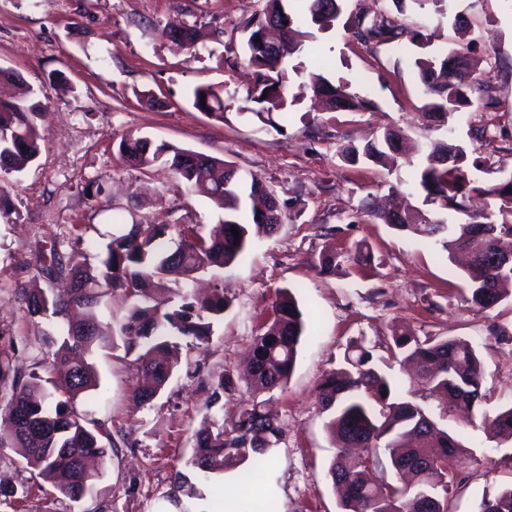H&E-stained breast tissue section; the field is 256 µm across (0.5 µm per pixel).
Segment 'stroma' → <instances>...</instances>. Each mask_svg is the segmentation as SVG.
<instances>
[{
  "mask_svg": "<svg viewBox=\"0 0 512 512\" xmlns=\"http://www.w3.org/2000/svg\"><path fill=\"white\" fill-rule=\"evenodd\" d=\"M260 7L261 0H0V67L21 73L48 110L37 163L5 188L12 212L0 217V353L42 375L49 369L47 342L63 325L30 316L15 298L21 284L53 288L40 272L45 249L69 256L76 235H84L87 263L96 267L101 244L122 225L143 219L195 224L205 234L223 221V210L205 196L183 194L167 170L123 166L117 148L128 135L232 161L289 204L274 236L254 238L240 259L219 270L229 307L209 342L182 347L180 369L162 395L136 404L132 392L141 374L133 356L119 346L96 352L100 386L82 395V406L122 431L129 444L108 462L95 496L79 503L61 497L38 468L0 448V480L24 490L0 502V512H152L156 501L168 498L175 472L205 493L223 484L220 476L201 479L192 466L194 433L206 416L234 419L241 397L211 407V387L243 365L284 290L295 296L307 324L294 371L275 394L283 437L264 469L284 512H340L329 474L336 450L316 388L339 366L350 341H364L380 357L397 329L461 337L480 356L485 398L479 413L424 401L462 443L461 482L448 496L449 512H479L484 498L512 484V439H488L481 425L483 414L512 403V296L487 310L473 306L458 263L428 239L365 215L393 187L422 207L417 162L353 165L340 155L343 144L400 129L420 144L462 146L479 186L511 177L512 0H453L442 14L428 6L401 16L409 30L428 36L432 52L474 39L473 56L491 76V107L460 108L433 130L421 111L413 65L419 47L406 39L371 53L338 25L309 28L305 52L290 58L284 113L263 121L243 110L253 74L227 56L224 41L230 35L243 41V23ZM458 13L466 29L455 27ZM178 21L195 24L196 54L162 36L165 25ZM311 47L321 51L329 78L349 79L370 108L321 111L298 67ZM210 84L224 90L220 122L189 101L195 86ZM361 246L371 254L369 265L333 274L316 266L325 251Z\"/></svg>",
  "mask_w": 512,
  "mask_h": 512,
  "instance_id": "stroma-1",
  "label": "stroma"
}]
</instances>
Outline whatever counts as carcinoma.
Returning a JSON list of instances; mask_svg holds the SVG:
<instances>
[{
	"mask_svg": "<svg viewBox=\"0 0 512 512\" xmlns=\"http://www.w3.org/2000/svg\"><path fill=\"white\" fill-rule=\"evenodd\" d=\"M261 12L247 19L242 51L253 68L255 83L246 92L245 110L262 117L263 113L286 108L285 88L288 58L302 51L305 32L302 24L329 28L340 22L368 51L399 43L407 33L397 20L376 14L367 19L356 0L347 11L348 0H291L300 6V16L288 17V28L274 51L262 38L264 30L276 26L288 10L286 0H263ZM432 3L442 14L447 0H394L397 9L424 8ZM163 34L195 48L194 26L168 25ZM423 86L425 114L445 124L455 111L474 104L487 107L490 76L477 72L471 45H458L446 51L414 60ZM314 95H323L326 109L358 111L371 102L351 92V84L341 80L331 84L321 73L308 74ZM192 106L216 120L224 121V91L197 86L192 91ZM206 106H201V103ZM260 105L254 109L250 104ZM46 115L45 105L26 82L13 83L0 92V179L22 173L35 164L43 137L39 122ZM406 151V137L400 130L387 129L362 145L342 146L344 161L385 165ZM119 159L131 169L162 165L175 182L189 193L209 197L224 210L219 234L205 238L194 224L133 223L123 233L103 244L101 266L91 268L79 261L81 252L72 249L64 262L52 257L44 268L51 280H67L66 288L50 295L18 289L19 297L32 316L62 318L69 310L85 311L84 318L67 323L51 352L52 376L23 373L11 359L0 358V385L9 386L5 404L6 425L0 431V447L12 448L29 463L42 467L54 490L72 502L91 494L103 471L89 469L91 459L105 466L123 439L112 429L82 410L79 396L98 386L93 363L87 356L112 335V321L99 317L101 304L118 292L135 302L119 325L126 353H136L135 362L144 377L133 391L141 404L164 391L179 366L182 341H207L213 324L224 315L229 303L221 282H216L210 297L199 300L181 295L180 303L167 310L147 305L151 293L169 290L194 278L199 271L222 269L234 263L255 236H270L281 224L282 207L274 209L264 223L252 212V223L241 216L247 193H255L261 178L232 175L236 167L229 161L193 153L166 143L156 144L146 137L130 135L118 146ZM466 153L451 143L431 141L420 166V190L424 202L439 203V210L403 212L395 222L392 212L373 217L389 227L434 241L451 255L464 250L470 262L464 276L467 301L489 309L504 299L499 285L512 279V176L485 189L474 185L464 170ZM472 192L493 195L500 201L501 222H484L469 211L466 198ZM236 229L239 236L232 235ZM345 257L326 251L319 259L320 271L331 273ZM306 322L295 298L282 291L272 305L270 321L254 339L252 355L243 378L226 372L213 385L206 408L224 396H232L245 386L250 396L235 422L226 427L214 421L196 434L193 464L204 473H219L228 468H243L242 484L249 487L254 474L264 468L269 451L281 439V430L266 411L267 400L284 388L291 376ZM388 358L381 364L363 342L351 344L340 367L328 372L317 387L320 413L328 418L340 461L330 468L333 482L344 490L343 512H422L417 493L433 496L430 512H448V493L457 479L455 455L458 441L438 426L424 407L392 395V375L383 367L403 360L416 365L419 381L427 397L468 412L480 406L482 370L476 349L466 339H448L410 332H395L386 346ZM489 438H512V404L494 416H483ZM480 512H512V485L501 488L491 499L483 500Z\"/></svg>",
	"mask_w": 512,
	"mask_h": 512,
	"instance_id": "obj_1",
	"label": "carcinoma"
}]
</instances>
